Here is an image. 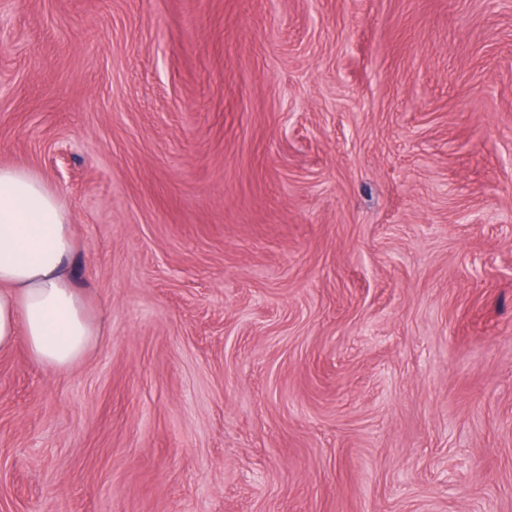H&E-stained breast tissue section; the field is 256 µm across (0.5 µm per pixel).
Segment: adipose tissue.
<instances>
[{"label": "adipose tissue", "mask_w": 512, "mask_h": 512, "mask_svg": "<svg viewBox=\"0 0 512 512\" xmlns=\"http://www.w3.org/2000/svg\"><path fill=\"white\" fill-rule=\"evenodd\" d=\"M71 215L39 175L0 166V350L24 343L33 362L67 371L99 329L70 276Z\"/></svg>", "instance_id": "ef3b65f1"}]
</instances>
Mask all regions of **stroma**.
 <instances>
[{
    "instance_id": "stroma-1",
    "label": "stroma",
    "mask_w": 512,
    "mask_h": 512,
    "mask_svg": "<svg viewBox=\"0 0 512 512\" xmlns=\"http://www.w3.org/2000/svg\"><path fill=\"white\" fill-rule=\"evenodd\" d=\"M0 165L102 325L0 512H512V0H0Z\"/></svg>"
}]
</instances>
